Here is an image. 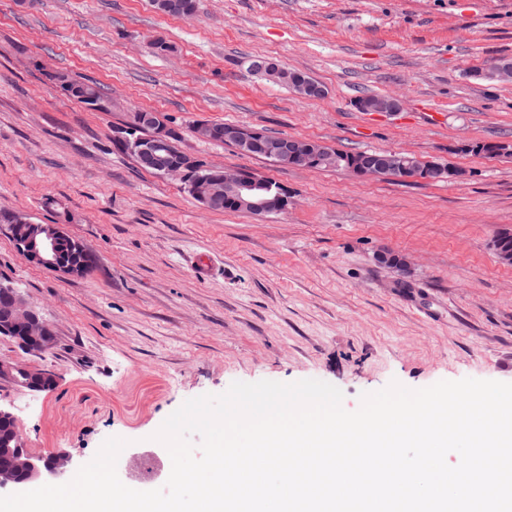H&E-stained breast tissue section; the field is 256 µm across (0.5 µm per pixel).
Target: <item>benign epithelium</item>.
<instances>
[{
    "mask_svg": "<svg viewBox=\"0 0 512 512\" xmlns=\"http://www.w3.org/2000/svg\"><path fill=\"white\" fill-rule=\"evenodd\" d=\"M194 133L201 139L211 141L216 137L230 143H239L248 147L264 140L259 130L246 131L238 127L218 128L212 123H201L194 127ZM127 144L137 153L140 166L147 169L158 168L162 177L177 178L192 189L194 195L203 199L206 209L213 210L224 206V199L214 192L205 175L187 179V172L197 166L190 157L176 162H166L162 156L166 141L155 134L151 138L127 140ZM280 159L296 165L307 166L316 155L311 141L298 137L282 136L273 145ZM387 172H393L402 180L426 181L429 169L413 160L400 158L396 154L383 155L375 162L351 172L360 179H379ZM224 182L234 186L237 196L250 204L260 215L278 213L286 205L283 190L274 189L263 181L249 176L241 169H224ZM64 231L59 224H43L37 237H27L16 241L19 250L31 261L57 273H67L70 268L60 258L59 241ZM0 295L11 306L9 315L0 319V334L13 339L22 349L38 353L48 349L52 343L46 328V322L30 307L10 285L0 281ZM0 374L13 378L30 391H43L54 385L55 376L46 371L31 369L17 363L0 362ZM0 422L12 425L9 446L0 448V455L10 459L9 466L0 468V493L18 490L23 484L46 479L49 481L69 477L75 465L70 455L56 453L49 457H36L25 446L22 431L14 415L0 408Z\"/></svg>",
    "mask_w": 512,
    "mask_h": 512,
    "instance_id": "obj_1",
    "label": "benign epithelium"
}]
</instances>
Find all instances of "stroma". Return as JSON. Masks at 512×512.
I'll return each instance as SVG.
<instances>
[{
  "label": "stroma",
  "mask_w": 512,
  "mask_h": 512,
  "mask_svg": "<svg viewBox=\"0 0 512 512\" xmlns=\"http://www.w3.org/2000/svg\"><path fill=\"white\" fill-rule=\"evenodd\" d=\"M173 45L155 55L154 39ZM274 59L323 85L309 99L252 75ZM512 57V0H198L176 18L151 0H0V209L50 222L96 257L83 275L29 262L0 225V281L54 332L30 353L0 336V360L52 371L41 392L0 378L34 455L93 458L111 437L161 466L153 436L184 401L235 381L336 386L346 410L391 382L420 389L464 378L512 383V158L457 152L459 141L512 142V81L471 77ZM106 87L107 111L71 100L54 76ZM395 96L396 113L356 98ZM159 112L178 148L243 168L288 191L280 214L204 210L175 178L142 170L115 142L130 112ZM231 122L326 142L445 160L442 184L362 181L281 168L196 137ZM390 249L407 272L378 264ZM212 272L201 277L196 261Z\"/></svg>",
  "instance_id": "35a3bbf8"
}]
</instances>
